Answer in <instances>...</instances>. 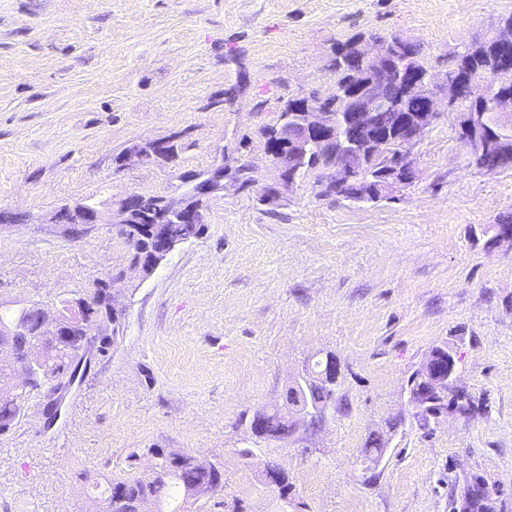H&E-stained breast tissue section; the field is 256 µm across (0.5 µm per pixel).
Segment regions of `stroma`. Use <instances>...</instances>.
I'll return each instance as SVG.
<instances>
[{
  "mask_svg": "<svg viewBox=\"0 0 512 512\" xmlns=\"http://www.w3.org/2000/svg\"><path fill=\"white\" fill-rule=\"evenodd\" d=\"M509 16L512 0H0V209L175 194L244 135L254 167L250 187L210 201L198 238L125 284L124 334L94 354L62 418L48 424L45 392L29 394L0 436V512H88L90 476L148 474L149 448L223 463L224 490L200 512H281L269 461L300 512H469L475 485L490 512H512V244L492 230L512 214V170L471 167L444 117L393 198L320 197L308 177L272 208L259 134L283 98L331 91L335 43L407 36L434 69ZM242 72L248 88L226 108ZM176 134L175 161L115 170L131 143ZM129 262L108 224L5 228L0 298L48 304ZM443 344L478 410L426 423L405 388ZM328 352L347 411L308 448L243 459L245 417ZM372 433L390 441L369 471L359 450Z\"/></svg>",
  "mask_w": 512,
  "mask_h": 512,
  "instance_id": "obj_1",
  "label": "stroma"
}]
</instances>
